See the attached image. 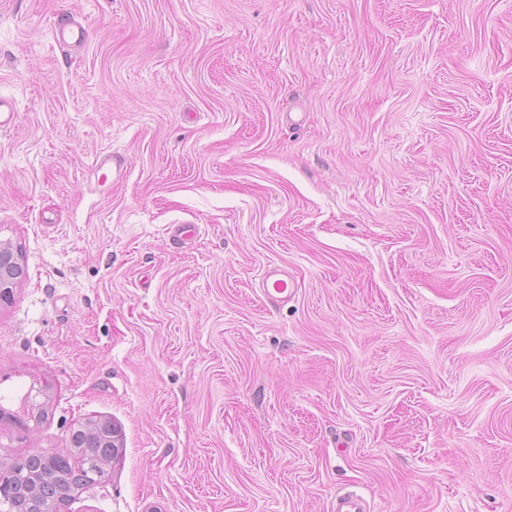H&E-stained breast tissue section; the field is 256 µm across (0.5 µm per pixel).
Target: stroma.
Segmentation results:
<instances>
[{
    "mask_svg": "<svg viewBox=\"0 0 512 512\" xmlns=\"http://www.w3.org/2000/svg\"><path fill=\"white\" fill-rule=\"evenodd\" d=\"M0 96V461L123 444L60 512H512V0H0ZM50 38L58 47H73L83 44L85 32L82 26L70 19L62 18L50 29ZM125 158L116 153H107L101 155L96 160V168L99 174L98 180L105 184L110 175L120 177L125 169ZM259 288L265 301L272 306L288 303L296 292L295 282L288 269L275 263L266 266Z\"/></svg>",
    "mask_w": 512,
    "mask_h": 512,
    "instance_id": "obj_1",
    "label": "stroma"
}]
</instances>
